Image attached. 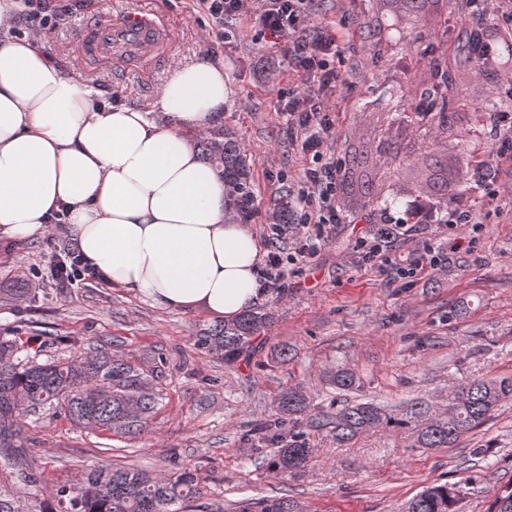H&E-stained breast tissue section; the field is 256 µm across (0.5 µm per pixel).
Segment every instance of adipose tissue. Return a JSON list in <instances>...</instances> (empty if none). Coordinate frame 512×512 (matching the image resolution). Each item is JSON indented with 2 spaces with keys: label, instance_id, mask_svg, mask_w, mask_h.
Masks as SVG:
<instances>
[{
  "label": "adipose tissue",
  "instance_id": "ef3b65f1",
  "mask_svg": "<svg viewBox=\"0 0 512 512\" xmlns=\"http://www.w3.org/2000/svg\"><path fill=\"white\" fill-rule=\"evenodd\" d=\"M228 95L223 63L202 61L177 69L146 112L77 82L36 40L0 44V239L33 241L62 213L109 287L237 318L265 298L261 248L191 142Z\"/></svg>",
  "mask_w": 512,
  "mask_h": 512
}]
</instances>
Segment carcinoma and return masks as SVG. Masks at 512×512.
Returning a JSON list of instances; mask_svg holds the SVG:
<instances>
[{
    "instance_id": "obj_1",
    "label": "carcinoma",
    "mask_w": 512,
    "mask_h": 512,
    "mask_svg": "<svg viewBox=\"0 0 512 512\" xmlns=\"http://www.w3.org/2000/svg\"><path fill=\"white\" fill-rule=\"evenodd\" d=\"M203 159L224 177L226 206L232 218L244 221L253 211L251 163L235 132L226 126L209 131L200 142ZM292 201L283 194L268 211L271 224L288 223ZM271 316L254 311L234 321L217 323L197 336V345L232 362L252 347ZM11 346L0 342V474L9 489L0 491V512H15L8 496L19 492L30 499L32 512H211L198 487L196 470L182 463L170 475L138 468L94 466L83 479L55 488L52 500L34 492L36 473L27 463L23 409L64 407L70 418L85 427L132 431L143 426L159 404L153 387L164 360L147 358L136 365L103 350L94 355L75 353L66 362L19 365ZM328 382L339 395L361 386L359 374L338 368ZM512 402V377H476L448 390L444 410L426 400L412 399L397 409L373 400H340L336 411L311 413L303 387L290 386L277 398L272 420L250 428L253 453L268 460L270 470L294 477L312 459L313 448L303 428L320 431L339 446L379 427L411 430L420 448H451L466 434L482 427ZM459 486L434 484L410 499L405 512H459ZM238 512H296L288 497L245 502ZM488 512H512V481L501 486Z\"/></svg>"
}]
</instances>
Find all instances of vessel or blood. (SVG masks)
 Returning <instances> with one entry per match:
<instances>
[{
	"label": "vessel or blood",
	"instance_id": "obj_1",
	"mask_svg": "<svg viewBox=\"0 0 512 512\" xmlns=\"http://www.w3.org/2000/svg\"><path fill=\"white\" fill-rule=\"evenodd\" d=\"M76 43L86 62L125 74L136 63L167 55L174 34L158 13L136 8L92 17L78 32Z\"/></svg>",
	"mask_w": 512,
	"mask_h": 512
}]
</instances>
